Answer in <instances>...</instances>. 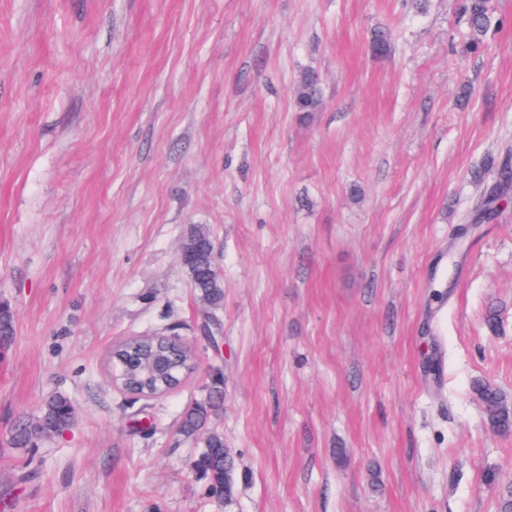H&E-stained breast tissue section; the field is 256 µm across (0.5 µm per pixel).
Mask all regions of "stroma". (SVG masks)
I'll list each match as a JSON object with an SVG mask.
<instances>
[{
	"mask_svg": "<svg viewBox=\"0 0 512 512\" xmlns=\"http://www.w3.org/2000/svg\"><path fill=\"white\" fill-rule=\"evenodd\" d=\"M490 7L473 52L460 0H0V512H500L512 435L473 385L512 400V205L461 223L512 152V0ZM169 327L190 377L114 387L112 347ZM216 371L222 502L177 433ZM59 394L73 424L9 447ZM320 89L318 77L306 74L302 77L296 90V109L300 112H314L320 105ZM212 241L198 231L184 236L182 243L185 248L180 260L199 301L213 310H219L224 303V282L216 271Z\"/></svg>",
	"mask_w": 512,
	"mask_h": 512,
	"instance_id": "1",
	"label": "stroma"
}]
</instances>
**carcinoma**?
I'll use <instances>...</instances> for the list:
<instances>
[{"instance_id": "1", "label": "carcinoma", "mask_w": 512, "mask_h": 512, "mask_svg": "<svg viewBox=\"0 0 512 512\" xmlns=\"http://www.w3.org/2000/svg\"><path fill=\"white\" fill-rule=\"evenodd\" d=\"M462 10L467 16L471 31V47L476 49L488 32L504 23L493 15L488 0H462ZM296 109L299 112H313L320 105L318 77L307 74L302 77L296 90ZM512 202V156L507 154L496 164V179L477 200L465 217L467 224H482L495 221L505 207ZM184 251L181 264L187 270L192 288L200 302L213 310L224 303V282L215 266L212 240L199 232L184 236ZM13 315L8 310L0 311V348H4L13 336ZM138 345L142 350L129 355L132 365L122 379L129 390L140 394H154L174 389L169 381L153 378L139 369L146 355L143 348L157 349V341L146 336L123 342L116 350ZM475 390L482 403L490 425L503 434L512 433V401L497 387L479 382ZM224 404L221 387L214 382L203 387L202 399L188 407L181 415L179 433L186 440L203 437V448L197 455L208 479V493L218 497L224 492L225 479L235 469V458L224 445V436L216 429L208 428L209 422L219 416ZM74 410L68 399L62 395L50 397L40 411L20 420L10 431L9 444L13 448H35L51 433L68 427Z\"/></svg>"}]
</instances>
